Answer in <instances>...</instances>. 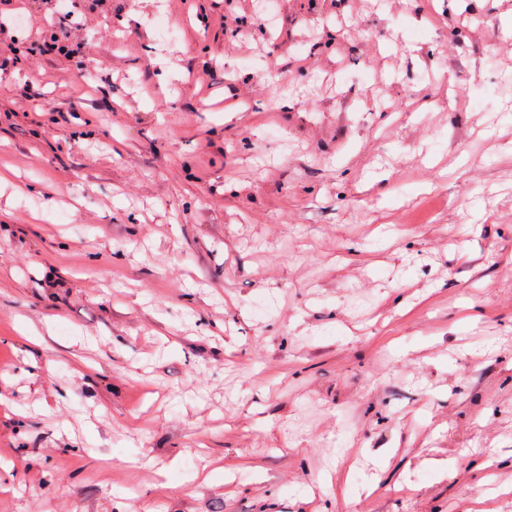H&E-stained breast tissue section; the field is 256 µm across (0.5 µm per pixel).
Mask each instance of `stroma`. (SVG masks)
Here are the masks:
<instances>
[{
	"label": "stroma",
	"instance_id": "obj_1",
	"mask_svg": "<svg viewBox=\"0 0 512 512\" xmlns=\"http://www.w3.org/2000/svg\"><path fill=\"white\" fill-rule=\"evenodd\" d=\"M264 2L0 75V512H512V0Z\"/></svg>",
	"mask_w": 512,
	"mask_h": 512
}]
</instances>
